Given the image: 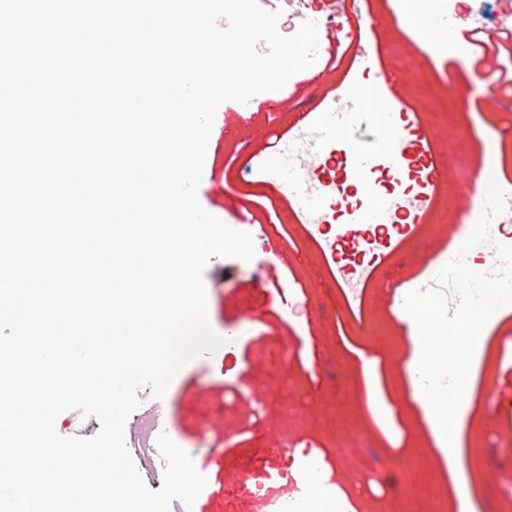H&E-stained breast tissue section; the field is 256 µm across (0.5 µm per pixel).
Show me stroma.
<instances>
[{
	"label": "stroma",
	"mask_w": 512,
	"mask_h": 512,
	"mask_svg": "<svg viewBox=\"0 0 512 512\" xmlns=\"http://www.w3.org/2000/svg\"><path fill=\"white\" fill-rule=\"evenodd\" d=\"M466 3L460 30L437 49L403 0H369L371 67L359 63L355 48L340 56L331 43L281 90L261 93V107L233 101L218 107L199 202L218 218L228 209L248 211L261 230L252 236L251 261L214 256L202 273L203 281H224L223 296L208 294L207 315L217 334L232 335L231 344L185 365L166 394L170 438L207 479L198 497L204 512H252L255 498L225 485L224 472L246 467L280 442L277 426L291 411L304 415L306 425L290 440L291 454L272 459L266 494L297 498L295 482L313 462L324 474V490L344 496L350 512H453L463 491L472 512H512V371L500 347L503 337H512V318L499 312L481 333L468 402L456 422L461 465L452 470L414 397L405 367L418 349L403 310L391 304L393 289H416L454 249L449 225L459 224L463 236L473 229L483 203L469 195L466 178L512 174V98L498 88L500 61L490 52L475 63L460 36L461 29L478 28L498 41L512 31V0ZM349 88L386 98L407 114L439 167L431 185L409 172L408 187L431 194L433 203L405 235L378 238L355 315L334 277L341 254L320 250L295 217L301 200L279 191L277 175L289 165L284 142L275 139L317 119ZM492 143L498 155L491 166ZM369 181V191L356 199L328 194L319 208L364 211L374 196L397 187L384 165ZM465 211L472 219L463 223ZM258 275L269 278L270 288H254ZM246 307L254 319L242 326L236 318ZM256 382L267 391L253 397ZM215 418L221 424L214 428ZM214 447L223 450L224 471L212 463ZM358 451L372 456V466L345 468V457Z\"/></svg>",
	"instance_id": "obj_1"
}]
</instances>
